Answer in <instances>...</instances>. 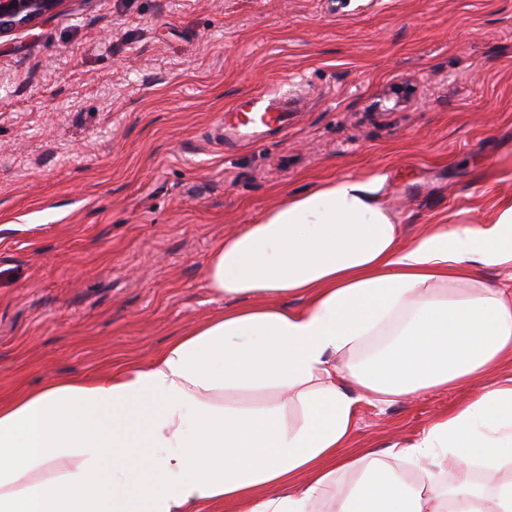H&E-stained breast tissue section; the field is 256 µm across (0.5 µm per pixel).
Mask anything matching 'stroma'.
<instances>
[{
    "mask_svg": "<svg viewBox=\"0 0 512 512\" xmlns=\"http://www.w3.org/2000/svg\"><path fill=\"white\" fill-rule=\"evenodd\" d=\"M269 89L294 124L215 146ZM377 175L406 243L512 197V0H64L0 36V399L149 362L237 306L205 275L226 236ZM469 396L362 404L348 450Z\"/></svg>",
    "mask_w": 512,
    "mask_h": 512,
    "instance_id": "stroma-1",
    "label": "stroma"
}]
</instances>
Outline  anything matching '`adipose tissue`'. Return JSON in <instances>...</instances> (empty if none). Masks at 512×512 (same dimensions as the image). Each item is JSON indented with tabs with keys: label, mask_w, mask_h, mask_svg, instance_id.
<instances>
[{
	"label": "adipose tissue",
	"mask_w": 512,
	"mask_h": 512,
	"mask_svg": "<svg viewBox=\"0 0 512 512\" xmlns=\"http://www.w3.org/2000/svg\"><path fill=\"white\" fill-rule=\"evenodd\" d=\"M383 183L290 197L216 247L211 290L260 303L190 327L149 363L0 403V512H314L327 494L335 512H512V482H455L460 466L512 461V381L481 387L385 456L341 452L360 403L462 384L512 358V290L476 276L512 266V198L488 223L440 224L404 246ZM372 336L385 346L349 363ZM244 389L277 398L225 403ZM392 457L421 464L425 483ZM346 472L356 481H339Z\"/></svg>",
	"instance_id": "adipose-tissue-1"
}]
</instances>
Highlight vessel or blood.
I'll list each match as a JSON object with an SVG mask.
<instances>
[{
  "label": "vessel or blood",
  "mask_w": 512,
  "mask_h": 512,
  "mask_svg": "<svg viewBox=\"0 0 512 512\" xmlns=\"http://www.w3.org/2000/svg\"><path fill=\"white\" fill-rule=\"evenodd\" d=\"M291 120L288 101L278 94L264 91L238 103L219 119L220 125L253 135L262 128L287 129Z\"/></svg>",
  "instance_id": "b4317fda"
}]
</instances>
